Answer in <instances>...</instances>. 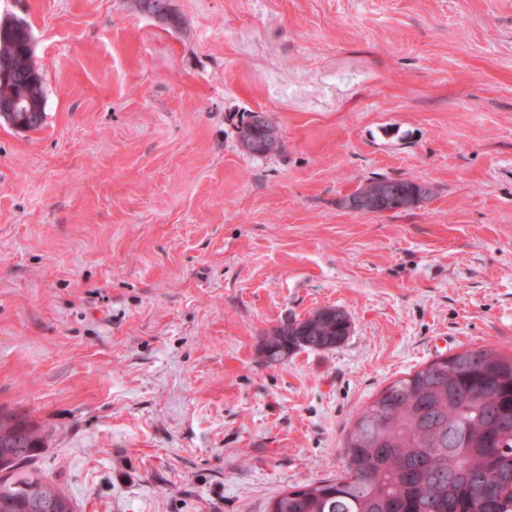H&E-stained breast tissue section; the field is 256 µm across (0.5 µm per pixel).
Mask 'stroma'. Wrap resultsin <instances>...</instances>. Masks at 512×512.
Returning a JSON list of instances; mask_svg holds the SVG:
<instances>
[{
    "mask_svg": "<svg viewBox=\"0 0 512 512\" xmlns=\"http://www.w3.org/2000/svg\"><path fill=\"white\" fill-rule=\"evenodd\" d=\"M0 0L44 126L0 123V408L77 512H268L438 356H512V0ZM282 148L249 155L246 113ZM429 185L357 212L369 179ZM347 339L267 362L324 307Z\"/></svg>",
    "mask_w": 512,
    "mask_h": 512,
    "instance_id": "obj_1",
    "label": "stroma"
}]
</instances>
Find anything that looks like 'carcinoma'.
Returning <instances> with one entry per match:
<instances>
[{
    "label": "carcinoma",
    "instance_id": "1",
    "mask_svg": "<svg viewBox=\"0 0 512 512\" xmlns=\"http://www.w3.org/2000/svg\"><path fill=\"white\" fill-rule=\"evenodd\" d=\"M0 54L24 59L32 84L29 131L46 116L44 79L22 31L0 30ZM387 211L431 194L407 179L384 178ZM340 308L275 328L280 362L302 348L327 350L349 336ZM17 446H0V512H31L28 489L61 488L32 467L47 430L23 417ZM269 512H512V357L491 346L439 356L392 381L364 406L348 432L344 475L281 492Z\"/></svg>",
    "mask_w": 512,
    "mask_h": 512
}]
</instances>
